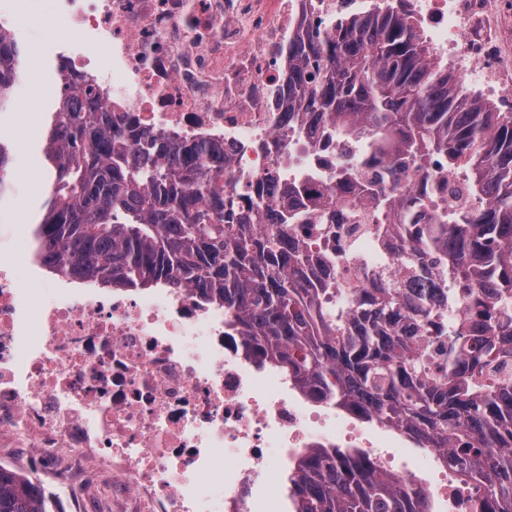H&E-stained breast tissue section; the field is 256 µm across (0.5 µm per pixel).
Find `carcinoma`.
Wrapping results in <instances>:
<instances>
[{
	"instance_id": "1",
	"label": "carcinoma",
	"mask_w": 512,
	"mask_h": 512,
	"mask_svg": "<svg viewBox=\"0 0 512 512\" xmlns=\"http://www.w3.org/2000/svg\"><path fill=\"white\" fill-rule=\"evenodd\" d=\"M285 111L317 143L358 142L363 183L344 167L337 182L396 211L385 228L403 278L358 292L333 309L328 257L296 239L305 184L286 182L276 210L262 193L245 202L212 187L205 147L171 143L163 160L138 161L157 141L136 129L117 139L102 112L88 111L62 83L43 141L52 190L33 230L36 256L73 279L102 277L126 288L161 281L195 285L224 304L225 325L248 338L302 393L362 419L403 428L467 479L487 482L477 512H512V112L456 91L426 57L404 0L349 15L323 36L300 28L291 50ZM315 63L318 79L307 80ZM22 57L0 42V112L22 76ZM439 160L468 173L476 204L422 223L424 188L396 197L397 170ZM13 147L0 138V198L11 190ZM459 295L470 317L439 327L445 349L431 370L413 347L435 306ZM291 512H430L354 448L307 450L288 469ZM0 512H49L45 491L0 468Z\"/></svg>"
}]
</instances>
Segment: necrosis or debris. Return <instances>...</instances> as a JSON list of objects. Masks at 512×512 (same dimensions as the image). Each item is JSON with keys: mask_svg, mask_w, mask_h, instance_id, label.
<instances>
[{"mask_svg": "<svg viewBox=\"0 0 512 512\" xmlns=\"http://www.w3.org/2000/svg\"><path fill=\"white\" fill-rule=\"evenodd\" d=\"M389 0H36L38 24H66L55 55L64 78L92 81L113 134L135 129L186 148L216 145L214 188L278 200L270 171L332 197L346 219L330 251L331 304L344 305L400 258L382 242L370 207L332 176L357 145L312 147L290 132L282 98L288 48L301 25L333 31L345 12ZM492 0H407L434 57L456 72L461 94L512 100V71L497 52L512 36L488 28ZM432 188L427 212L471 205L467 175L441 164L398 171L394 192ZM0 445L29 449L20 465L49 490L68 484L56 467L94 463L111 474L118 512H285L281 482L309 448H359L421 488L434 512H474L486 487L463 479L427 449L430 469L396 455L401 436L374 437L356 416L311 400L278 368L259 363L224 325V307L198 289L71 286L37 277L35 249L0 223Z\"/></svg>", "mask_w": 512, "mask_h": 512, "instance_id": "4bbe7bcc", "label": "necrosis or debris"}]
</instances>
